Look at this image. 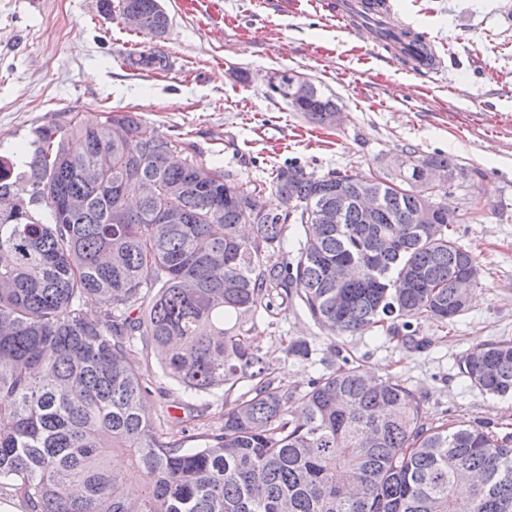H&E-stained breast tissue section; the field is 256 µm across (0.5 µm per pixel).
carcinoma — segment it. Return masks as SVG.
I'll use <instances>...</instances> for the list:
<instances>
[{
	"instance_id": "obj_1",
	"label": "carcinoma",
	"mask_w": 512,
	"mask_h": 512,
	"mask_svg": "<svg viewBox=\"0 0 512 512\" xmlns=\"http://www.w3.org/2000/svg\"><path fill=\"white\" fill-rule=\"evenodd\" d=\"M101 4L116 19L140 17L139 33L168 31L161 0ZM418 40L404 30L392 49L413 61L407 43ZM291 78L270 93L333 126L338 104L314 86L294 97ZM187 151L132 113L109 112L95 125L48 121L27 149L0 156V496L23 512H512L511 433L470 420L427 427L410 389L336 366L334 348L297 397L268 377L244 328L276 291L329 335L383 331L425 350L414 322L461 315L456 281L478 280L480 267L449 233L448 210L416 222L408 181L434 167L451 183L462 165L413 152L369 184L370 173L318 177L290 163L272 184L282 210L270 212L259 183L191 155L169 162ZM144 182L154 194H137ZM366 188L380 197L371 218L350 207L343 224L312 223L337 190ZM291 224L299 248L282 259ZM88 304L99 306L94 321ZM287 353L308 361L313 349L299 339ZM140 357L192 393L244 384L250 397L218 432H191L190 414L164 428ZM457 363L481 392L512 396L511 339Z\"/></svg>"
}]
</instances>
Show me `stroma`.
<instances>
[{
    "label": "stroma",
    "mask_w": 512,
    "mask_h": 512,
    "mask_svg": "<svg viewBox=\"0 0 512 512\" xmlns=\"http://www.w3.org/2000/svg\"><path fill=\"white\" fill-rule=\"evenodd\" d=\"M164 39L126 29L99 0H0V153L17 151L33 129L70 112L86 123L132 112L156 135L180 137L197 159L234 179L269 180L296 162L323 176L376 172L406 152H445L466 171L440 199L454 235L476 257L479 281L464 313L422 320V352L384 333L330 336L302 309L272 305L246 327L272 377L303 393L320 367L288 357L295 339L341 355L413 390L422 419H480L512 425V398L495 397L460 376L457 356L512 339V0H392L385 20L424 34L442 59L417 74L393 51L373 49L370 31L349 36L331 11L310 0H213L211 12L162 0ZM158 51L167 66L131 64ZM308 78L338 97L342 120L323 128L295 112L268 85L281 72ZM156 422L202 407V431L224 425L244 393L192 395L150 363Z\"/></svg>",
    "instance_id": "1"
}]
</instances>
